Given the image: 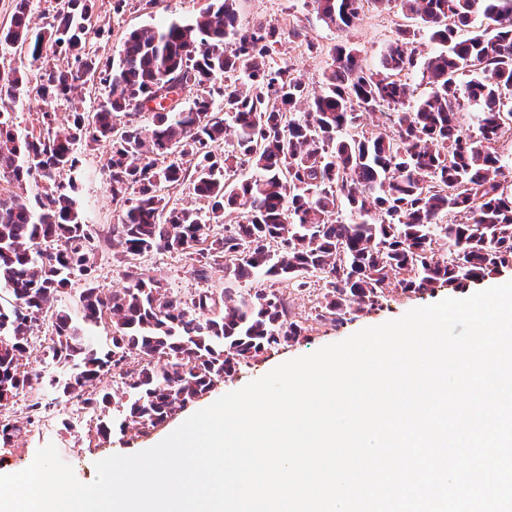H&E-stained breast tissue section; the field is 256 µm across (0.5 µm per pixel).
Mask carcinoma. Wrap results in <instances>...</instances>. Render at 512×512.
<instances>
[{
    "instance_id": "carcinoma-1",
    "label": "carcinoma",
    "mask_w": 512,
    "mask_h": 512,
    "mask_svg": "<svg viewBox=\"0 0 512 512\" xmlns=\"http://www.w3.org/2000/svg\"><path fill=\"white\" fill-rule=\"evenodd\" d=\"M394 1L418 29H400L374 71L356 48L336 45L310 98L288 64L266 66L280 37L261 24L242 27L234 0H212L190 22L132 31L116 65L85 50L93 0H64L39 27L31 0H12L0 49L24 50L39 70L35 93L48 129L15 128L29 79L16 68L0 73V181H43L34 206L16 192L0 194V406L40 383L22 361L34 323L46 317L49 352L67 367L53 380L59 391L102 416L100 433L114 418L145 434L242 364L303 337L283 296L243 293L241 281L300 290L318 277L327 285L322 316L341 323L380 306L393 275H403V292L425 294L512 268V190L503 187L506 162L493 148L512 129V0H373ZM313 2L342 30L362 7V0ZM476 12L492 28L461 36ZM419 30L445 49L423 63L431 91L411 106L414 90L400 74L416 65L409 44ZM50 51L66 55L67 66L42 65ZM242 71L244 87L234 80ZM94 82L106 93L92 117L76 106L70 127L49 129L58 102H75ZM195 89L204 93L183 105ZM463 93L480 106L475 135L460 122ZM384 106L389 128L359 129V114ZM142 112L151 115L147 125L133 120ZM100 142L110 147L108 183L122 207L112 225L122 254H196L193 275L206 281L222 267L224 290H202L188 304L159 280L135 278L108 294L92 283L94 229L76 207L73 181L60 177L75 169L78 147ZM227 142L231 149H220ZM244 166L250 174L237 177ZM181 186L207 208L169 206L166 191ZM232 209L241 221L214 233ZM78 276L88 281L79 306L59 305ZM107 322L109 344L89 341L87 330ZM110 370L122 379L119 394L97 386ZM20 431L0 420V445Z\"/></svg>"
}]
</instances>
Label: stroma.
<instances>
[{
  "label": "stroma",
  "mask_w": 512,
  "mask_h": 512,
  "mask_svg": "<svg viewBox=\"0 0 512 512\" xmlns=\"http://www.w3.org/2000/svg\"><path fill=\"white\" fill-rule=\"evenodd\" d=\"M209 0H165L162 7L143 9L137 0H127L121 13H114L115 0H94L93 19L100 29L99 36L90 37L88 46L101 59L118 60L126 34L133 29L151 25L162 18L191 21L206 7ZM236 8L244 26L264 24L276 29L282 36L278 54L272 64L288 62L309 91H317L322 75L332 63L333 48L340 43L354 46L362 65L376 69L398 29L411 26V19L403 17L396 4L376 7L364 6L353 25L346 30L324 23L313 6V0H237ZM109 148L106 145L83 147L78 151V168L74 174V198L86 223L92 224L95 235L92 249L95 262V284L103 292H111L129 285V272L162 280L188 301L203 289L221 290L224 286L222 269H214L208 281L197 280L192 274L193 259L166 252L151 253L123 264L113 257L112 226L117 223L121 209L113 202L107 180L106 163ZM489 281L470 284L455 293L438 288L423 295L402 292L397 283H390L381 305L353 320L337 324L320 318L318 303L324 288L323 281H314L304 291L289 290V312L305 328L302 339L259 354L247 366L238 368L230 377L218 381L205 394L179 414L159 424L148 433H139L135 427L112 428L108 434L98 431L97 414L84 410L77 401L59 397L51 382L62 375V369L52 360L43 342L51 332L48 322H40L31 337L32 349L28 355L27 370L42 373L44 384L19 394L0 411V417L24 422L23 431L11 446L0 447V469L20 471L34 460L39 448L53 444L60 457L74 469L83 483L96 478L94 464L113 454L131 455L139 449L160 442L171 429L184 422L186 414L209 406L225 393L238 390L258 379L281 363L311 354L318 349L342 341L361 329L377 326L401 317L407 311L441 301L448 296L462 299L489 288ZM40 403L37 415H30L28 407Z\"/></svg>",
  "instance_id": "35a3bbf8"
}]
</instances>
